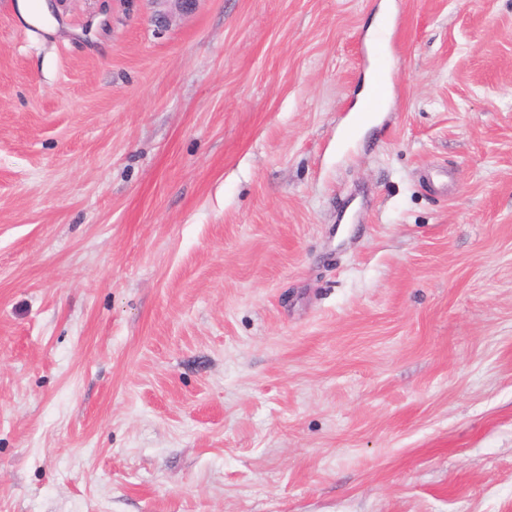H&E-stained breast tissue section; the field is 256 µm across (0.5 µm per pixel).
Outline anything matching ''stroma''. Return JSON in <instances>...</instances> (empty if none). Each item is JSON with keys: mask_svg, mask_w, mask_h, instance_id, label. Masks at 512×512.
<instances>
[{"mask_svg": "<svg viewBox=\"0 0 512 512\" xmlns=\"http://www.w3.org/2000/svg\"><path fill=\"white\" fill-rule=\"evenodd\" d=\"M17 2L0 512H512V0ZM158 6L154 14V23L164 28L169 25L173 17V10L187 12L192 9L197 0H150Z\"/></svg>", "mask_w": 512, "mask_h": 512, "instance_id": "1", "label": "stroma"}]
</instances>
